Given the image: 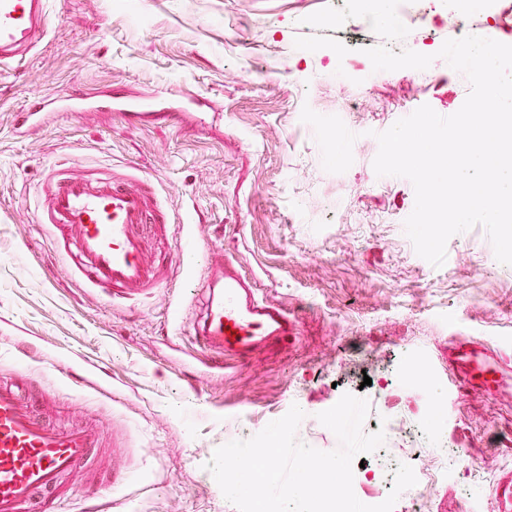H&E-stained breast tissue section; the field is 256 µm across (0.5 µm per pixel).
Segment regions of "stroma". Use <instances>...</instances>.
<instances>
[{"mask_svg": "<svg viewBox=\"0 0 512 512\" xmlns=\"http://www.w3.org/2000/svg\"><path fill=\"white\" fill-rule=\"evenodd\" d=\"M420 0L431 30L390 19L394 0H49L51 25L26 60L0 71V375L40 399L50 421L112 435L62 487L59 512H238L207 464L243 433L299 406L300 442L338 448L318 415L343 394L392 392L416 420L443 404L448 479L429 512H492L512 461V397H448V349L476 338L512 358V265L483 226L453 235L446 262L420 257L404 222L410 180L377 176L376 133L422 105L457 112L470 85L438 60L365 85L367 47L433 54L444 7ZM190 101L191 118L129 124L117 112L59 109L18 136L15 113L40 93ZM56 162L149 179L166 221L144 230L145 257L170 286L113 307L60 260L34 207ZM236 258L262 297L298 314L299 334L214 370L194 339L199 302L183 296L178 250ZM429 351L430 391L399 388Z\"/></svg>", "mask_w": 512, "mask_h": 512, "instance_id": "obj_1", "label": "stroma"}]
</instances>
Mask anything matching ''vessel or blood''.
<instances>
[{
	"instance_id": "obj_1",
	"label": "vessel or blood",
	"mask_w": 512,
	"mask_h": 512,
	"mask_svg": "<svg viewBox=\"0 0 512 512\" xmlns=\"http://www.w3.org/2000/svg\"><path fill=\"white\" fill-rule=\"evenodd\" d=\"M48 15V0H0V66L36 48ZM61 103L58 96L37 97L21 113L22 127L37 128ZM165 221L144 188L105 176L52 177L45 202V226L74 246L68 268L90 287L112 293L161 287L145 258L142 228ZM189 285L202 299L196 336L212 368H223L228 357L244 359L277 347L296 334L295 318L261 298L232 259L207 264ZM505 382L502 362L478 348L459 350L448 373V389L455 395L472 388L493 396ZM98 445L94 429L44 421L14 385L0 381V512H28L38 492L60 487ZM492 496L494 512H512V473L496 480Z\"/></svg>"
}]
</instances>
